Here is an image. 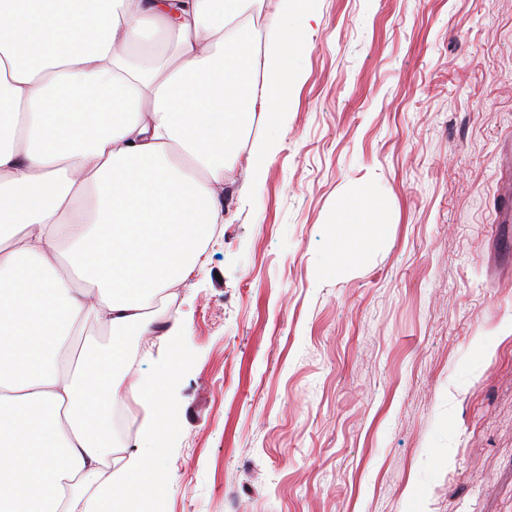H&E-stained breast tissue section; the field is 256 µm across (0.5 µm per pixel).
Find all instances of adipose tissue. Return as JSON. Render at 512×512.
Masks as SVG:
<instances>
[{"instance_id": "1", "label": "adipose tissue", "mask_w": 512, "mask_h": 512, "mask_svg": "<svg viewBox=\"0 0 512 512\" xmlns=\"http://www.w3.org/2000/svg\"><path fill=\"white\" fill-rule=\"evenodd\" d=\"M311 0H0V512H129L153 468L112 436L115 405L142 442L174 424L133 374L178 336L154 309L203 266L224 183L255 115L290 109L289 51ZM112 344L72 338L87 323ZM109 361L107 372L94 358Z\"/></svg>"}]
</instances>
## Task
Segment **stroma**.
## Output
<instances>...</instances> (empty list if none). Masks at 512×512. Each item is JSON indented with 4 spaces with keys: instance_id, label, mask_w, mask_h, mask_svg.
Returning a JSON list of instances; mask_svg holds the SVG:
<instances>
[{
    "instance_id": "1",
    "label": "stroma",
    "mask_w": 512,
    "mask_h": 512,
    "mask_svg": "<svg viewBox=\"0 0 512 512\" xmlns=\"http://www.w3.org/2000/svg\"><path fill=\"white\" fill-rule=\"evenodd\" d=\"M293 53L142 366L179 364L150 512H512V0H313Z\"/></svg>"
}]
</instances>
